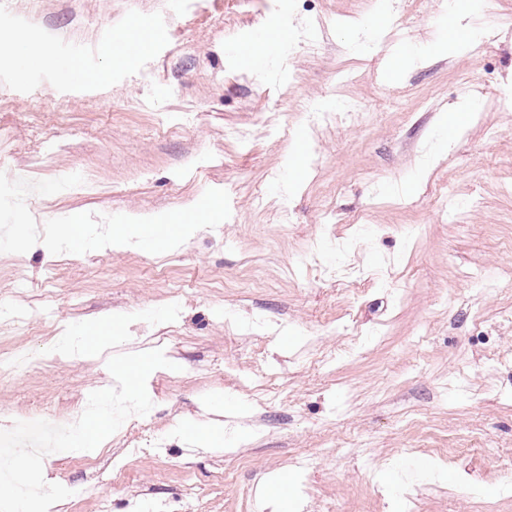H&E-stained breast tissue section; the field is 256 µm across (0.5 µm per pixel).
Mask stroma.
Masks as SVG:
<instances>
[{
  "label": "stroma",
  "mask_w": 512,
  "mask_h": 512,
  "mask_svg": "<svg viewBox=\"0 0 512 512\" xmlns=\"http://www.w3.org/2000/svg\"><path fill=\"white\" fill-rule=\"evenodd\" d=\"M22 2L0 0V44L34 45L27 65L0 59V225L40 215L44 247H0V307L26 317L0 322V344L49 362L0 383V429L43 408L72 416L112 382L108 359L144 351L147 337H164L172 363L149 381L165 447L141 450L134 423L90 465L45 457L44 477L71 491L49 512H99L103 500L110 512H512L501 471L512 448V0L497 2L486 54L450 44L452 0H416L393 19L387 0L365 13L355 0H38L34 23ZM139 14L152 25L143 49L120 40ZM283 26L294 48L274 64L291 77L271 86L242 69L240 49ZM307 27L313 52L296 46ZM74 61L80 72H68ZM343 96L375 118L305 124ZM228 126L249 142L226 141ZM71 170L96 192L58 194L57 174ZM20 173L41 190L34 206L12 194ZM218 198L222 223L175 249L144 227L136 247L74 254L54 235L75 218L96 237L134 214L203 213ZM452 201L467 207L454 214ZM283 204L287 224L274 218ZM361 216L373 234L354 258H394L383 281L400 304L382 281L331 284L297 261ZM482 273L498 274L494 288L475 287ZM111 313V347L54 352L57 336ZM258 313L287 333L243 331ZM349 326L355 362L307 366L303 350L339 351ZM219 398L225 427L241 429L230 461L224 440L183 443ZM121 459L125 477L106 479ZM283 479L287 509L267 497L248 506L253 485Z\"/></svg>",
  "instance_id": "1"
}]
</instances>
